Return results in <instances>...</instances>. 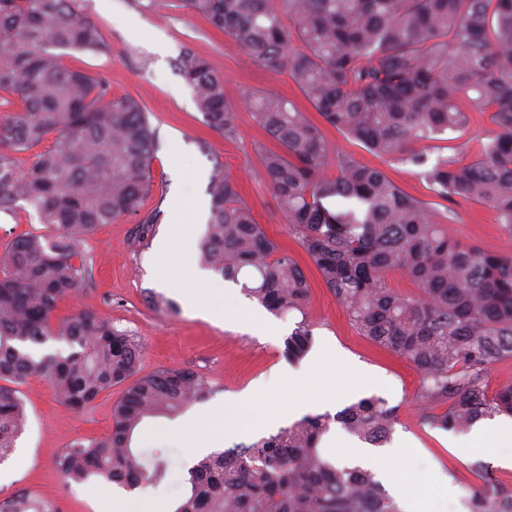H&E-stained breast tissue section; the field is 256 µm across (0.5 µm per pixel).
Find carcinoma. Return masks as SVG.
Returning <instances> with one entry per match:
<instances>
[{
  "instance_id": "1",
  "label": "carcinoma",
  "mask_w": 512,
  "mask_h": 512,
  "mask_svg": "<svg viewBox=\"0 0 512 512\" xmlns=\"http://www.w3.org/2000/svg\"><path fill=\"white\" fill-rule=\"evenodd\" d=\"M260 68L284 72L324 124L379 159L421 168L432 199L406 195L377 165L335 149L322 128L271 90L247 96L254 123L274 142L259 154L263 181L322 282L356 332L402 355L421 376L422 425L463 432L496 415L512 417V383L490 395L489 368L512 357V252L487 254L448 231L457 199L491 208L512 238V0H183ZM109 51L99 24L76 0H0V211L24 203L46 232L13 240L0 264V464L27 423L19 386L48 378L63 404L80 410L124 387L103 439L76 440L57 457L66 480L103 478L128 489L167 475L161 452L132 447L148 417L177 415L211 393L197 371L138 375L140 338L80 310L55 311L87 276L77 243L99 225L141 210L151 187L155 130L134 97L67 66L61 51ZM177 68L209 128L233 138L239 112L224 80L192 50ZM490 112L495 134L467 162L425 147ZM50 145L36 148L44 142ZM30 152L22 169L18 155ZM202 263L277 316L298 313L285 341L306 358L307 276L271 240L216 161ZM397 273L413 293L391 287ZM49 341L70 352L39 355ZM398 408L364 397L336 415L309 414L248 444L194 463L170 512H399L376 474L336 462L321 447L339 424L374 447L390 442ZM470 512H512V494L484 480ZM0 512H58L30 492Z\"/></svg>"
}]
</instances>
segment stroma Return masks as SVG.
Instances as JSON below:
<instances>
[{
  "label": "stroma",
  "mask_w": 512,
  "mask_h": 512,
  "mask_svg": "<svg viewBox=\"0 0 512 512\" xmlns=\"http://www.w3.org/2000/svg\"><path fill=\"white\" fill-rule=\"evenodd\" d=\"M77 4L100 25L110 51H71L66 55L67 63L106 78L113 97L142 99L156 131L152 185L142 207L143 213L155 214L156 224L145 244L135 237L138 218L134 215L100 225L83 240L79 253L91 276L60 307V314L91 310L140 336L144 344L142 374L165 368L199 372L212 393L196 404V411H212L255 386L264 387L265 398L248 408V416L264 413L269 402L287 399L289 387L281 374L289 363L282 351L297 316L275 318L276 332H264L255 319L259 304L245 296L238 285L214 274L211 285L224 290L232 316L226 320L209 318L192 310L179 285L164 282L159 274L163 259L157 244L167 234L173 206L178 202L188 212L191 225L181 233L175 250L178 257L198 263L199 243L209 216L206 187L214 162H221L225 173L240 184L243 198L252 205L267 235L293 252L305 271L311 288L307 319L316 346H332L346 362L345 367L314 378L310 394L328 398L332 414L371 395L398 406L389 450L398 451L418 485L447 476L452 491L444 512H468V488L479 478L470 470L471 458L458 455L456 449L468 445L471 433L419 425L415 405L419 373L401 356L378 348L351 327L308 256L289 237L272 192L260 176L257 144L264 136L246 112L245 99L249 93L269 89L305 106L296 85L286 75L250 66L240 50L215 31L205 16L183 8L180 0H77ZM187 49L204 57L211 70L223 77L224 99L240 112L234 139H224L204 124L191 88L175 67L177 58ZM493 129L490 113H471L466 130L448 133L430 155L475 159ZM454 211L450 229L459 241L487 253L512 250V239L490 208L462 201ZM151 292L170 300V307L149 305L145 296ZM20 392L28 423L14 453L0 463V499L25 488L53 501L58 512H111L112 501L121 496V488L103 480L76 483L64 479L55 468V459L75 439L110 433L112 409L122 395V387H114L77 411L58 401L46 378L28 379ZM176 423L173 417H151L144 420L136 434L142 452H161L169 462L166 481L140 488L139 493L167 506L185 486L180 470L185 450L172 433Z\"/></svg>",
  "instance_id": "stroma-1"
}]
</instances>
